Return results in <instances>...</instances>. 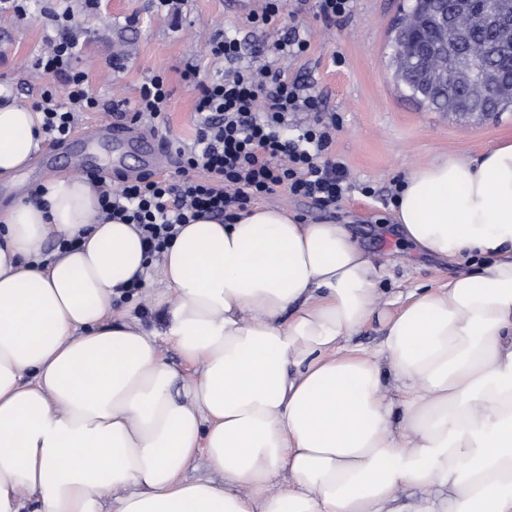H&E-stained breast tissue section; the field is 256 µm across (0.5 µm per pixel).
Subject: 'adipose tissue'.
<instances>
[{
    "label": "adipose tissue",
    "mask_w": 512,
    "mask_h": 512,
    "mask_svg": "<svg viewBox=\"0 0 512 512\" xmlns=\"http://www.w3.org/2000/svg\"><path fill=\"white\" fill-rule=\"evenodd\" d=\"M40 122L0 103V178ZM45 185L0 207V512H512V140L410 172L395 230L459 271L383 312L342 225L254 207L154 266L90 180ZM136 282L161 327L116 313ZM375 316L378 349L350 345Z\"/></svg>",
    "instance_id": "1"
}]
</instances>
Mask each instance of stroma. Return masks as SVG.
Returning <instances> with one entry per match:
<instances>
[{
	"instance_id": "35a3bbf8",
	"label": "stroma",
	"mask_w": 512,
	"mask_h": 512,
	"mask_svg": "<svg viewBox=\"0 0 512 512\" xmlns=\"http://www.w3.org/2000/svg\"><path fill=\"white\" fill-rule=\"evenodd\" d=\"M407 0H354L344 23L330 25L316 15L315 0H288L277 22L276 36L297 33L309 50L299 57L269 53L322 94L324 112L335 115L331 150L346 165L353 189L341 201L325 206L316 199L288 193L269 198L311 224H340L347 228L385 270L380 301L406 296L416 288L447 283L457 266L419 253L388 230L397 186L417 165L438 156H478L503 139H512V112H503L474 125L458 123L440 112H429L400 88L389 65L390 30ZM256 0H185L179 19L158 9L155 0H102L86 10L82 0H28L24 19L0 23V90L11 97L35 101L45 78L34 62L58 26L69 25L79 38L77 64L88 74L87 89L99 102L83 112V127L107 113L114 93L133 99L150 77L164 76L173 90L167 116L153 127L166 140H191L195 135L194 92L182 79L186 63L214 73L207 43L217 33L237 38L241 64H248L261 41L248 26L247 13ZM118 57L119 70L108 61ZM83 139L47 146L30 169L15 180L0 179V199L24 197L52 176L86 162ZM371 187L373 195L362 194Z\"/></svg>"
}]
</instances>
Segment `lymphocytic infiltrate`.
Instances as JSON below:
<instances>
[{
    "mask_svg": "<svg viewBox=\"0 0 512 512\" xmlns=\"http://www.w3.org/2000/svg\"><path fill=\"white\" fill-rule=\"evenodd\" d=\"M208 51L226 66L205 78L197 65L185 66L182 77L196 90V130L192 143H176L173 175L98 183L101 217L135 225L146 253L156 260L181 226L199 218L229 222L252 201L283 192L333 204L350 188L346 166L329 154L336 120L323 113L318 95L266 61L263 48L254 50L247 66L238 63L236 39L214 36ZM77 53L76 36L61 26L34 63L48 80L35 109L54 144L72 133L77 113L99 106L88 93L87 73L76 65ZM58 83L65 87L62 102L52 90ZM172 94L165 78L156 75L141 86L136 100L115 101L112 109L155 120L167 111ZM299 112L312 113V123L297 138H285L289 116Z\"/></svg>",
    "mask_w": 512,
    "mask_h": 512,
    "instance_id": "f902f5d3",
    "label": "lymphocytic infiltrate"
}]
</instances>
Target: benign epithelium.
Returning <instances> with one entry per match:
<instances>
[{
	"label": "benign epithelium",
	"instance_id": "benign-epithelium-1",
	"mask_svg": "<svg viewBox=\"0 0 512 512\" xmlns=\"http://www.w3.org/2000/svg\"><path fill=\"white\" fill-rule=\"evenodd\" d=\"M484 30V57H512V0L476 12L472 0H420L418 10L398 22L394 43L418 63V79L428 92L445 94V106L461 109L476 99L512 97V69L488 71L464 51L471 34Z\"/></svg>",
	"mask_w": 512,
	"mask_h": 512
}]
</instances>
